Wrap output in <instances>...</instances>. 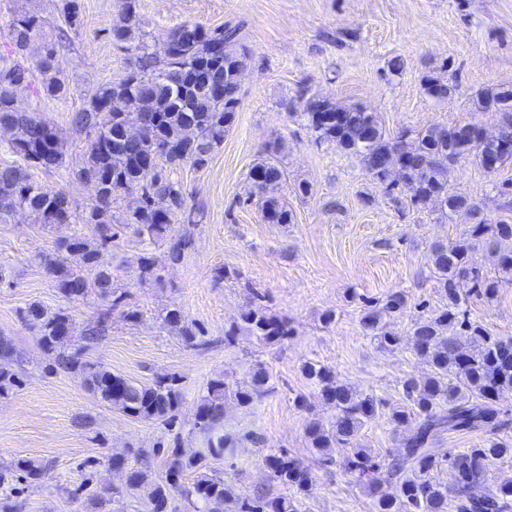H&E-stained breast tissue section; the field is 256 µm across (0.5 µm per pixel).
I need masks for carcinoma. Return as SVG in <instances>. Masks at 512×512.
Wrapping results in <instances>:
<instances>
[{"instance_id": "obj_1", "label": "carcinoma", "mask_w": 512, "mask_h": 512, "mask_svg": "<svg viewBox=\"0 0 512 512\" xmlns=\"http://www.w3.org/2000/svg\"><path fill=\"white\" fill-rule=\"evenodd\" d=\"M62 14L65 25L56 26V39L43 43V59L36 70L27 66L25 52L46 22L35 13H14L9 48L0 53V126L12 129L13 138L6 148L17 157L0 165V223L8 224L24 213L44 225H88V237L56 240L53 253L45 257L47 272L65 298H84L92 292L110 295L112 306L124 305L123 319L136 323L141 312L126 303V293L113 288L114 276L101 260V248L117 238L119 228L133 226L139 234L167 244L169 263L181 261L191 240L185 233L171 234V227L179 216L189 220L192 216L185 207L183 185L166 172L187 164L199 168L224 144L240 107V75L249 50L236 26L206 29L184 22L167 31L168 51L160 58L137 26L136 0H120L112 42L130 57V64L70 116L71 127L85 134L83 162L74 176L94 185L98 193L94 203L80 210L64 190L33 178V169L52 172L65 166L61 137L49 122L16 106L14 89V82L22 79L37 96L60 99L70 93L58 47L69 40L70 30L78 22L77 0H63ZM426 89L434 99L446 102L456 85L429 77ZM118 103L141 114L144 132L140 137H127L128 113L116 107ZM478 106L499 113L496 131L488 138L441 125L415 134H388L375 113L339 106L328 97L310 93L306 86L300 87L293 101L317 140L332 142L358 156L372 179L389 188L402 187L411 203L432 204L443 217L464 210L473 220L455 240L435 245L429 257L443 305L419 315L410 327L415 356L431 368L425 377L411 376L404 381V396L411 408L390 406L342 384L326 366L312 362L303 366V374L319 385L322 399L335 410L329 427L317 420L310 423L311 448L320 464L337 465L366 485L376 496V512H447L450 499L457 512H512V478H504L493 488L484 483L489 463L512 457V435L502 437L512 429V420L502 418L499 407L500 398L512 393V337L491 335L462 308L469 296L487 298L512 284V248L503 247L512 242V223H489L475 203L448 189L452 166L460 158L488 174L512 164V89L489 91ZM283 179L284 171L270 160L257 163L250 171V197L256 199L267 224L291 221L288 204L272 194ZM119 200L125 202L120 215L114 211ZM479 248L492 255L494 273L471 262V254ZM71 254L81 256L93 277L68 265L66 256ZM139 277L143 283L159 279L154 256L140 258ZM406 308L403 292L388 294L382 306L364 311L363 331L380 347L396 349L401 337L388 330L384 318ZM26 314L38 332L42 350L54 355L58 367L79 377L107 405L135 420L168 425L175 419L182 402L177 376L166 375L150 385L133 383L84 358L82 349L70 350L72 318L67 311H51L34 303ZM111 320V312L100 313L87 328L88 340L104 336ZM241 321L262 345L279 344L292 335L287 319L260 305H249ZM162 322L186 342H195L196 332L180 309H166ZM13 356L11 342L1 338L0 393L15 383ZM270 391V375L259 364L246 379L226 375L211 380L195 415L194 430L201 447L189 455L172 449L166 477L151 493L149 512H167L177 494L193 508L202 504L205 512H224L226 508L230 512H299V496L311 491L313 476L287 451L267 455L265 463L273 481L293 490L291 497L267 492L241 500L213 468L216 461L235 458L241 442L250 437L225 429L229 404L248 407ZM382 415L402 435L399 447L403 451L386 467L355 446L361 429ZM452 432H483L488 438L481 448L450 451L440 461L433 447ZM442 465L451 472L448 484L432 476ZM187 470L195 471L197 479L186 486L181 476ZM391 481L396 493L382 492L381 486Z\"/></svg>"}]
</instances>
